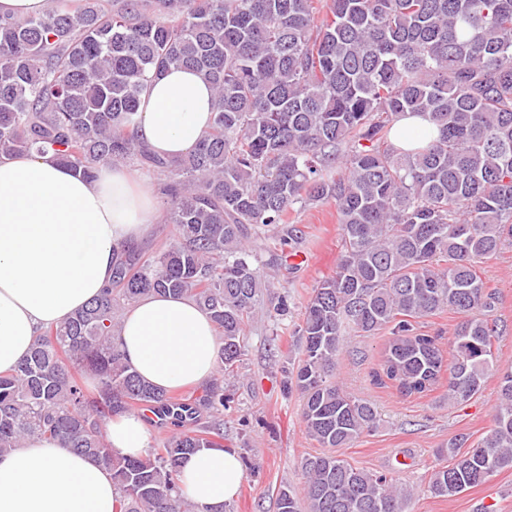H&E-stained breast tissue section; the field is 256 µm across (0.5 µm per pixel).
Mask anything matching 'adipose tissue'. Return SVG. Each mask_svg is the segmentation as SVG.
<instances>
[{
    "mask_svg": "<svg viewBox=\"0 0 512 512\" xmlns=\"http://www.w3.org/2000/svg\"><path fill=\"white\" fill-rule=\"evenodd\" d=\"M212 120V91L195 71L173 69L142 96L138 136L158 153L186 154ZM159 217L147 182L119 166L86 179L52 154L0 161V372L112 282L113 250L138 243ZM117 343L147 382L172 391L209 379L218 343L210 318L188 298L150 294L123 317ZM113 454L140 455L139 416L108 421ZM180 484L201 512L233 497L243 479L237 454L204 448L180 466ZM110 471L88 456L31 438L0 457V512H116Z\"/></svg>",
    "mask_w": 512,
    "mask_h": 512,
    "instance_id": "obj_1",
    "label": "adipose tissue"
}]
</instances>
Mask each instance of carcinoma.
<instances>
[{"mask_svg": "<svg viewBox=\"0 0 512 512\" xmlns=\"http://www.w3.org/2000/svg\"><path fill=\"white\" fill-rule=\"evenodd\" d=\"M191 68L213 89L212 121L176 160L137 135L147 84ZM435 133L406 129V115ZM53 155L93 178L134 160L169 179L164 221L176 238L144 260L114 249L112 286L44 330L0 373V455L45 439L93 458L119 485V512H198L180 464L221 446L224 407L213 382L178 393L144 382L115 342L120 310L150 293L185 296L210 317L218 360L242 356L259 268L246 225L288 223L297 204L333 199L343 251L315 288L291 372L308 436L304 498L278 492V512H404L410 491L337 454L377 422L369 401L336 381L345 325L390 326L383 375L403 396L448 374L464 403L498 379L492 428L430 475L454 497L512 468V363L492 350L493 294L476 264L512 241V0H50L37 17H0V157ZM448 307L466 317L445 353L411 320ZM98 379L90 396L76 372ZM145 405L176 430L139 457L106 446L102 425Z\"/></svg>", "mask_w": 512, "mask_h": 512, "instance_id": "carcinoma-1", "label": "carcinoma"}]
</instances>
